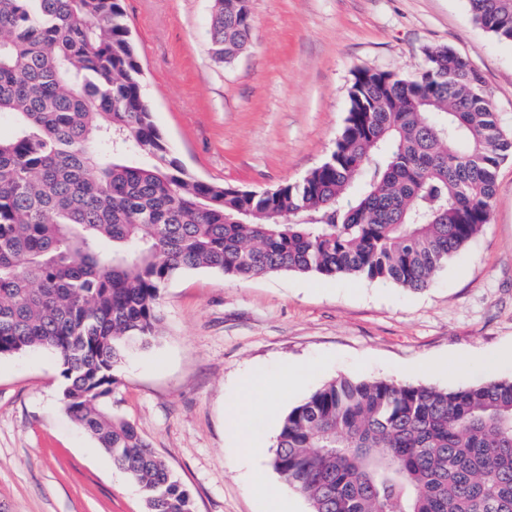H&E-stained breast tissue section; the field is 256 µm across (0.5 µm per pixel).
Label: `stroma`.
I'll return each mask as SVG.
<instances>
[{"label":"stroma","mask_w":512,"mask_h":512,"mask_svg":"<svg viewBox=\"0 0 512 512\" xmlns=\"http://www.w3.org/2000/svg\"><path fill=\"white\" fill-rule=\"evenodd\" d=\"M156 126L195 178L254 191L292 183L332 151L353 73H404L447 47L482 76L512 135V43L467 0H250L248 45L210 53L213 0H123ZM158 340L114 369L112 399L188 490L194 512H309L270 465L280 419L328 381L457 388L512 378V160L490 222L420 291L279 272L242 281L190 270L161 291ZM288 364L310 367L282 387ZM265 374L272 413L245 452L225 408ZM44 349L0 357V512H147L136 484L60 402Z\"/></svg>","instance_id":"35a3bbf8"}]
</instances>
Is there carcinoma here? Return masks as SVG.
I'll use <instances>...</instances> for the list:
<instances>
[{
	"label": "carcinoma",
	"instance_id": "cac0c4a2",
	"mask_svg": "<svg viewBox=\"0 0 512 512\" xmlns=\"http://www.w3.org/2000/svg\"><path fill=\"white\" fill-rule=\"evenodd\" d=\"M211 44L247 45L249 0H214ZM512 42V0H467ZM122 0H0V357L52 351L66 412L142 491L190 494L110 404L113 370L158 332L174 275L282 271L428 287L490 221L512 157L481 74L424 51L360 68L329 157L257 192L192 177L143 94ZM270 464L310 512H512V378L455 389L333 379L282 416Z\"/></svg>",
	"mask_w": 512,
	"mask_h": 512
}]
</instances>
